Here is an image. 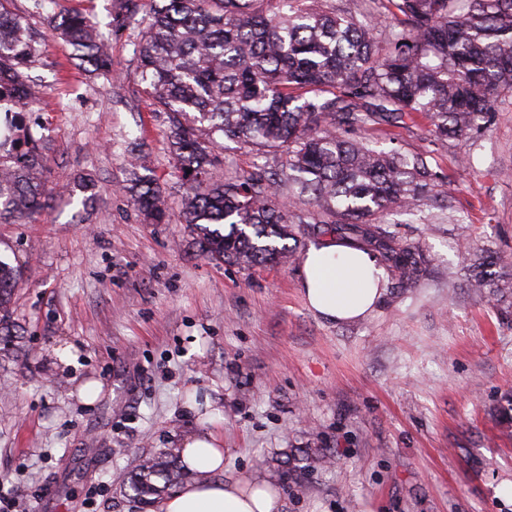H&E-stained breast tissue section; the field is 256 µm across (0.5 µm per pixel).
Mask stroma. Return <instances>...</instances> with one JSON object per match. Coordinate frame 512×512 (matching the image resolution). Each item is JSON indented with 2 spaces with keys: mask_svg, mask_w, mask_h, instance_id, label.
Returning a JSON list of instances; mask_svg holds the SVG:
<instances>
[{
  "mask_svg": "<svg viewBox=\"0 0 512 512\" xmlns=\"http://www.w3.org/2000/svg\"><path fill=\"white\" fill-rule=\"evenodd\" d=\"M40 34L42 94L22 129L50 193L38 222L0 223L23 274L22 335L0 345V481L16 512H143L125 491L139 461L197 433L224 448V479L274 482L283 512H512V316L460 276L465 252L512 255V97L465 143L424 121L362 137L426 159L430 196L398 239L432 259L428 281L385 289L352 324L317 316L288 264L204 259L179 215L147 223L117 187L139 156L179 201L165 113L143 92L132 30L113 0H12ZM80 11L110 43L85 71L47 15ZM93 180L84 188L85 180ZM99 383L92 403L79 388Z\"/></svg>",
  "mask_w": 512,
  "mask_h": 512,
  "instance_id": "obj_1",
  "label": "stroma"
}]
</instances>
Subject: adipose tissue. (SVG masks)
I'll list each match as a JSON object with an SVG mask.
<instances>
[{
	"instance_id": "1",
	"label": "adipose tissue",
	"mask_w": 512,
	"mask_h": 512,
	"mask_svg": "<svg viewBox=\"0 0 512 512\" xmlns=\"http://www.w3.org/2000/svg\"><path fill=\"white\" fill-rule=\"evenodd\" d=\"M302 291L308 306L337 323L368 315L381 298L383 271L367 250L336 239L311 245L303 256ZM182 460L197 472L198 480L165 497L158 512H281L277 486L247 478L217 480L224 470V450L209 434L189 436Z\"/></svg>"
}]
</instances>
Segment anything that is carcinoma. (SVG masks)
I'll return each mask as SVG.
<instances>
[{
    "label": "carcinoma",
    "mask_w": 512,
    "mask_h": 512,
    "mask_svg": "<svg viewBox=\"0 0 512 512\" xmlns=\"http://www.w3.org/2000/svg\"><path fill=\"white\" fill-rule=\"evenodd\" d=\"M0 0V223L37 220L46 158L34 137L9 136L16 113L37 98L25 70L40 49ZM115 0L113 24L135 25L143 91L168 114L169 152L187 184L180 213L200 254L243 268L288 262L287 240L335 232L377 252L393 288L429 274L421 245L395 241L382 219L413 215L433 173L425 159L382 151L349 131L401 128L422 117L438 140L465 141L487 128L498 97L512 93V0ZM52 34L95 71L111 70L105 37L82 12L48 18ZM279 156L250 171L212 176L221 141ZM120 190L151 224L169 199L138 174ZM22 270L0 260V342L16 333ZM471 287L512 288V259L488 250L467 265ZM197 477L181 449L138 464L127 487L148 509Z\"/></svg>",
    "instance_id": "cac0c4a2"
}]
</instances>
